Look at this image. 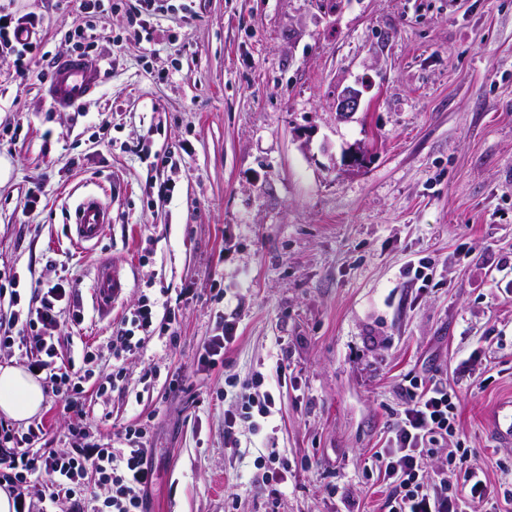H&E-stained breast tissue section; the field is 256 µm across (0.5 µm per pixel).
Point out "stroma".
<instances>
[{"label":"stroma","instance_id":"1","mask_svg":"<svg viewBox=\"0 0 512 512\" xmlns=\"http://www.w3.org/2000/svg\"><path fill=\"white\" fill-rule=\"evenodd\" d=\"M0 0L35 20L40 79L0 46V271L22 302L62 284L56 361L88 369L83 417L46 392L35 422L113 442L142 423L149 512H377L373 452L406 377L460 396L449 450L498 484L512 447L488 424L512 399V0ZM100 63L81 108L44 94L62 55ZM359 108L336 116L344 89ZM110 209L73 241L88 194ZM112 266L111 305L93 282ZM172 327L113 361L142 298ZM82 324H73L74 310ZM216 365L198 358L225 322ZM94 357L83 360V347ZM121 376H114V369ZM272 393L268 416L246 411ZM239 415L237 447L224 416ZM277 449L284 482L259 463ZM335 493H328V486Z\"/></svg>","mask_w":512,"mask_h":512}]
</instances>
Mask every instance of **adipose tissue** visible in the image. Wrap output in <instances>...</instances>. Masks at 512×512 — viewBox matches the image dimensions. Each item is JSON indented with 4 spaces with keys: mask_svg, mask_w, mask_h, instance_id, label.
<instances>
[{
    "mask_svg": "<svg viewBox=\"0 0 512 512\" xmlns=\"http://www.w3.org/2000/svg\"><path fill=\"white\" fill-rule=\"evenodd\" d=\"M43 402L42 384L25 368L0 365V414L24 421L36 415Z\"/></svg>",
    "mask_w": 512,
    "mask_h": 512,
    "instance_id": "1",
    "label": "adipose tissue"
}]
</instances>
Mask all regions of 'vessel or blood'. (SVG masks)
I'll list each match as a JSON object with an SVG mask.
<instances>
[{"label": "vessel or blood", "instance_id": "1", "mask_svg": "<svg viewBox=\"0 0 512 512\" xmlns=\"http://www.w3.org/2000/svg\"><path fill=\"white\" fill-rule=\"evenodd\" d=\"M103 73L100 66L84 57L67 55L56 61L47 93L52 105L65 110L81 104L100 86ZM109 211L101 200L86 197L75 209L77 243H88L97 239L99 228L108 223ZM123 284L111 268L104 267L98 272L94 285L97 301L106 304L117 297ZM492 430L498 441L512 443V402L499 407L493 416Z\"/></svg>", "mask_w": 512, "mask_h": 512}]
</instances>
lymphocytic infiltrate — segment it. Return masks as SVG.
Returning <instances> with one entry per match:
<instances>
[{
    "instance_id": "f902f5d3",
    "label": "lymphocytic infiltrate",
    "mask_w": 512,
    "mask_h": 512,
    "mask_svg": "<svg viewBox=\"0 0 512 512\" xmlns=\"http://www.w3.org/2000/svg\"><path fill=\"white\" fill-rule=\"evenodd\" d=\"M17 44L15 72L23 80L32 70L26 62L36 52L37 25L16 23L0 14V42ZM33 300L26 311H19L21 295L15 280L0 282V303H8L14 312L8 322L0 321V347L21 343L27 369L43 375L55 388L65 411L82 413L83 394L89 381L74 366H56L51 356L59 340L57 304L65 300L60 285H35ZM156 305L142 301L130 318L112 330V355L123 359L135 346L136 335H151ZM171 319V312L161 314ZM406 405L392 422L385 448L375 452V465L389 482L381 512H469L473 502H489V512H512V487L499 489L488 484L482 470L465 469L462 484L450 481L458 466L456 456H449L436 473L426 470L425 460L437 445L455 435L458 426V393L436 378L410 377L405 390ZM75 443L63 451L33 452V445L44 436L42 424L28 427L25 435L0 421V487L16 489L30 477L46 479L50 502L62 501L65 512H148L146 492L152 485L154 470L145 443L147 430L138 426L126 429L122 447L115 448L91 439L86 428H72ZM95 469L102 485L110 493L102 505L93 504L83 483L87 469ZM16 512H30L24 494L15 497Z\"/></svg>"
}]
</instances>
